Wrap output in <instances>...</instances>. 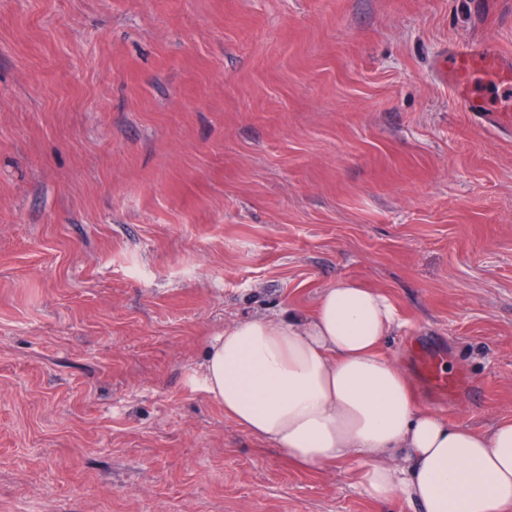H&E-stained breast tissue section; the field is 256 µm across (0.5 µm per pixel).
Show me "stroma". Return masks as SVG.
<instances>
[{
    "mask_svg": "<svg viewBox=\"0 0 512 512\" xmlns=\"http://www.w3.org/2000/svg\"><path fill=\"white\" fill-rule=\"evenodd\" d=\"M512 0H0V512H420L228 418L206 351L344 280L422 409L512 422ZM434 356L456 379L437 392ZM473 63L479 64L482 68L492 69L506 84H510L512 80V60H504L500 55L491 49H466L457 54V66L455 70L448 73V81H450L456 91L468 100L470 112H484L483 116L495 122V118L501 114L487 108L484 103L476 98L466 95V86L464 76Z\"/></svg>",
    "mask_w": 512,
    "mask_h": 512,
    "instance_id": "obj_1",
    "label": "stroma"
}]
</instances>
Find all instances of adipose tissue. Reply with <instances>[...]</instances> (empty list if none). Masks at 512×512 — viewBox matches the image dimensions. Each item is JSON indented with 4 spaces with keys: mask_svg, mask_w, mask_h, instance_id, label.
<instances>
[{
    "mask_svg": "<svg viewBox=\"0 0 512 512\" xmlns=\"http://www.w3.org/2000/svg\"><path fill=\"white\" fill-rule=\"evenodd\" d=\"M399 325L380 291L343 281L313 312L242 321L206 352L227 417L309 469L366 460V495L422 512H512V423L478 435L420 409L380 346Z\"/></svg>",
    "mask_w": 512,
    "mask_h": 512,
    "instance_id": "1",
    "label": "adipose tissue"
}]
</instances>
